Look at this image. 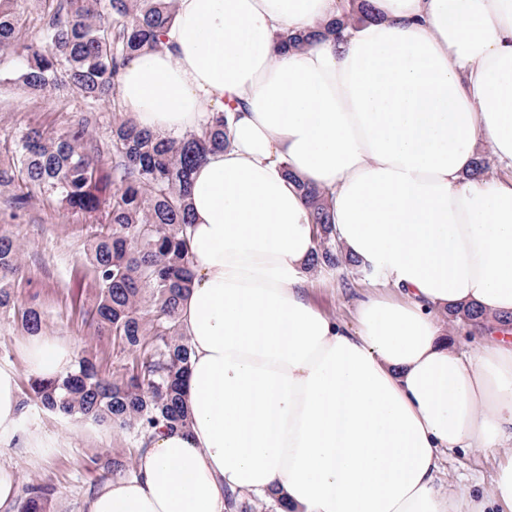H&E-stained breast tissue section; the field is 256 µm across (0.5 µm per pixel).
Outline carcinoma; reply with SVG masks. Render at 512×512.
<instances>
[{"mask_svg": "<svg viewBox=\"0 0 512 512\" xmlns=\"http://www.w3.org/2000/svg\"><path fill=\"white\" fill-rule=\"evenodd\" d=\"M17 0H0V49L22 62L14 82L29 95L71 87L84 97L112 96L122 108L119 77L133 58L158 47L173 25L175 0H42L45 5L39 38L20 35ZM375 17L371 0H357L345 19ZM332 21L317 30L280 33L279 45L290 50L336 34ZM95 122L81 113L60 133L32 127L22 134L13 166L0 169V185L20 177L10 201L14 215L38 192L66 212L98 224L85 254L96 288V301L85 312L100 333L119 338L133 359L126 371L106 377L90 357L80 358L66 374L29 379L27 400L63 416L135 432L144 448L156 429H184L189 419L183 389L190 351L181 337L178 311L192 281L186 244L191 224L188 203L190 174L207 155L224 149V113L209 117L199 132L179 136L140 128L131 117L113 115L110 145L112 170L100 163L101 146L90 137ZM320 226L318 249L309 270L336 265L330 205L322 191L298 184ZM20 244L0 235V313L14 307V282L21 272ZM487 314L475 306L448 309V321L481 323ZM24 330L42 332L39 309L21 312ZM54 488L28 487L20 512H47Z\"/></svg>", "mask_w": 512, "mask_h": 512, "instance_id": "1", "label": "carcinoma"}]
</instances>
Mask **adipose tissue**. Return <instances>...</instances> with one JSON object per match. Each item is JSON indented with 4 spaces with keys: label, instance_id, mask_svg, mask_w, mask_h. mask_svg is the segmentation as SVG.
Wrapping results in <instances>:
<instances>
[{
    "label": "adipose tissue",
    "instance_id": "obj_1",
    "mask_svg": "<svg viewBox=\"0 0 512 512\" xmlns=\"http://www.w3.org/2000/svg\"><path fill=\"white\" fill-rule=\"evenodd\" d=\"M347 0H177L158 49L120 74L144 128L179 135L216 112L229 144L193 173L188 429L161 431L88 512H224L233 492L288 512H512V0H375V19L299 51L279 33L340 18ZM496 169L472 175L481 144ZM325 192L341 254L379 274L355 326L309 298L316 249L301 184ZM489 320L471 351L440 316ZM30 371H68L52 336ZM0 367V447L23 432ZM503 449L488 493L460 504L450 452Z\"/></svg>",
    "mask_w": 512,
    "mask_h": 512
}]
</instances>
